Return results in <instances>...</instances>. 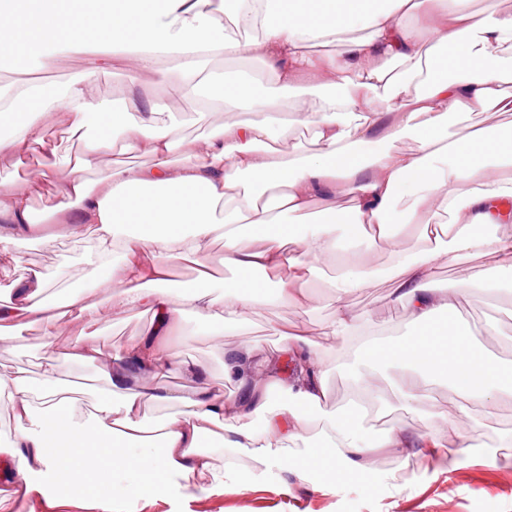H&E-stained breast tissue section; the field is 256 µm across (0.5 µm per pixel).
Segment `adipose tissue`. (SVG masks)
Segmentation results:
<instances>
[{"label": "adipose tissue", "instance_id": "obj_1", "mask_svg": "<svg viewBox=\"0 0 512 512\" xmlns=\"http://www.w3.org/2000/svg\"><path fill=\"white\" fill-rule=\"evenodd\" d=\"M8 0L0 5V58L13 61L19 78L0 86V154L31 146L56 156L46 125L67 132L94 129L86 157L66 177L45 168L17 189L0 182V252L25 240L37 225L55 224L62 238L91 233L80 261L105 269L108 303L85 305L79 295L59 306L45 297L53 276L30 269L0 304V342L39 326L44 341L39 379L16 370L0 376V395L14 409L16 433L0 443V480L19 479L49 492L92 497L101 512L122 502L140 512L155 497H172L178 479L194 480L205 494L241 492L280 473L302 471L305 481L339 490L366 473L375 448H424L438 470L456 469L458 449L499 466V446L459 431L471 406L490 412L512 396V366L482 352L474 334L455 318L459 289L431 288L446 253L512 256V124L454 129L451 118L490 110L512 112V13L473 11L471 0ZM412 24H403V17ZM343 42L334 54L322 46ZM61 51L125 57L134 77L162 88L177 87L248 114L235 129H218L200 141L180 137L162 106L144 100L137 111H114L78 77L53 87L32 83L29 73L56 67ZM251 54L275 73V89L211 71L214 57ZM405 65L397 74L394 64ZM422 91L403 92L414 76ZM305 97L294 120L315 131L312 149L286 157L269 151L283 132L281 114L296 92ZM123 128L145 164L108 165L91 181ZM47 183L56 190L42 210L31 196ZM344 190L336 208L329 195ZM324 201L318 220L299 223L313 201ZM401 218L392 213L399 202ZM457 231L444 240L439 214ZM345 225L366 249L395 240L402 226H420L424 243L396 251L389 271L406 306L413 332L384 339L364 337L367 320L345 302L371 287L376 275L357 264L336 278V306L322 333L356 349L370 363H401L421 375L447 377L450 394L439 403L417 387L401 389L411 406L426 404L441 433L417 435L404 427L367 433L354 411H330L325 362L305 337L283 333L276 351L243 345L224 351V379L236 396L202 382L201 366L182 360L165 338L183 312L202 329L241 323L262 300L311 309L304 288L315 263L334 258L335 230ZM257 239L254 247L245 238ZM224 242V266L233 275L221 291L203 261L216 240ZM191 262L198 277L189 289L172 285L174 266ZM153 314L151 337L112 345L115 369L108 388L81 411L57 378L60 356L93 363L99 350L74 341L59 351L56 339L71 313L89 325L107 321L113 309ZM197 379L190 392L173 393L161 378ZM152 382L151 394L131 381ZM180 409L148 419L145 400ZM320 431L314 452L297 458V443L310 417Z\"/></svg>", "mask_w": 512, "mask_h": 512}]
</instances>
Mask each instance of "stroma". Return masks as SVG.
Here are the masks:
<instances>
[{
  "instance_id": "1",
  "label": "stroma",
  "mask_w": 512,
  "mask_h": 512,
  "mask_svg": "<svg viewBox=\"0 0 512 512\" xmlns=\"http://www.w3.org/2000/svg\"><path fill=\"white\" fill-rule=\"evenodd\" d=\"M92 92L110 107L121 109L131 96L162 95L163 101L176 120L181 136L200 140L217 128H233L244 122V113L224 110L220 106H205L184 98L175 91L159 93L149 78L138 83L129 80L128 67L114 64L106 72L88 76ZM46 137L58 139L62 148L58 158L48 160L37 152L0 155V180L21 188L28 172L54 163L59 175H66L71 161L86 151L85 141L62 140L59 127L48 125ZM57 227L41 225L34 238L14 245L18 261L0 254V287L22 279L28 269L39 268L52 273L66 274L70 288L83 290L87 304L106 302V289L97 285L103 272L89 273L78 261L79 255L91 245L90 238H56ZM336 237L341 244L336 260L327 266H317L309 277L307 289L315 309L305 312L295 306H281L268 300L260 317L248 324H230L214 335H203L194 315L179 317L167 341L171 350L188 361L203 366L212 386L221 389L225 398L235 396L233 386L224 382V348L243 343L274 347L276 337L268 327L277 324L287 331L300 330L315 343L326 364V405L331 410H348L357 398L355 367L348 350L322 334V325L332 313L328 303L330 283L342 267L343 261L358 258L368 270H384L392 263L393 246L383 243L373 250H363L344 226H337ZM497 259L488 256H470L458 262L440 258L433 288L445 291L459 280H466L467 289L461 293L457 320L476 336L477 345L489 356L512 364V290L502 289L495 300H487L480 286L493 275ZM390 278H382L374 288L349 296L348 303L359 314H368L369 330L385 338L411 330L410 318L404 306L397 301ZM151 312L138 309L115 312L111 318L87 332L81 320L69 319L57 339L58 348H65L69 340L86 336L89 344L98 348L99 362L83 365L67 359L60 360L58 378L65 383L82 387L79 406L90 410L95 395L107 385L106 370L112 364L110 354L115 342L139 337L149 332ZM42 334L38 327L22 328L9 344L0 343V374L16 369L28 370L31 376L40 373ZM371 385L381 393L382 401L368 405L365 426L368 429L406 427L416 434L433 431L427 406L407 408L397 394L398 387L422 385L420 374L409 365L371 364L364 366ZM469 433L492 443L499 434L512 430V398L504 400L492 412L472 409L464 421ZM408 448H386L367 458L368 473L339 491H331L303 482L299 473L281 475L273 482L251 486L238 494L214 492L199 494L192 481H184L182 494L176 498L151 500L142 512H512V469L491 468L481 460L461 454V462L454 472L441 474L433 462L422 459L420 467L408 466ZM0 512H97L93 503L82 497H69L42 489L26 490L23 484L0 482Z\"/></svg>"
}]
</instances>
